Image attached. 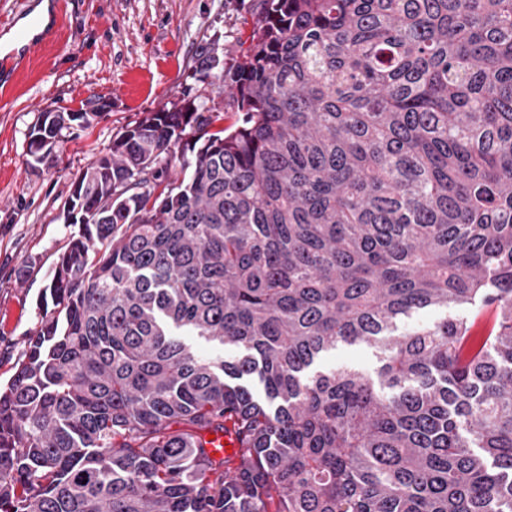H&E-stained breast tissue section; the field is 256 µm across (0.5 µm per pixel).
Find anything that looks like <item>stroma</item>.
Returning a JSON list of instances; mask_svg holds the SVG:
<instances>
[{"mask_svg": "<svg viewBox=\"0 0 512 512\" xmlns=\"http://www.w3.org/2000/svg\"><path fill=\"white\" fill-rule=\"evenodd\" d=\"M258 0H68L64 25L25 71L0 77V384L12 378L40 316L49 275L77 225L65 204L79 174L147 113L190 95L197 45L225 61L250 35ZM89 112L43 162L29 155L44 112Z\"/></svg>", "mask_w": 512, "mask_h": 512, "instance_id": "35a3bbf8", "label": "stroma"}]
</instances>
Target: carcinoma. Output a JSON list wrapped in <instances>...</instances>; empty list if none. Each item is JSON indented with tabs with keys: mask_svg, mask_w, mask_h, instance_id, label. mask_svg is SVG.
Segmentation results:
<instances>
[{
	"mask_svg": "<svg viewBox=\"0 0 512 512\" xmlns=\"http://www.w3.org/2000/svg\"><path fill=\"white\" fill-rule=\"evenodd\" d=\"M195 72L241 124L185 99L73 183L0 512H512V0H261ZM89 118L44 113L31 156ZM479 306L485 336L401 327ZM342 345L377 378L306 375ZM209 434H214V439H209ZM231 438H233V435L224 434L222 431L209 430L204 433L205 446L215 460L229 456L235 451L237 444ZM227 447H231V451H227Z\"/></svg>",
	"mask_w": 512,
	"mask_h": 512,
	"instance_id": "carcinoma-1",
	"label": "carcinoma"
}]
</instances>
